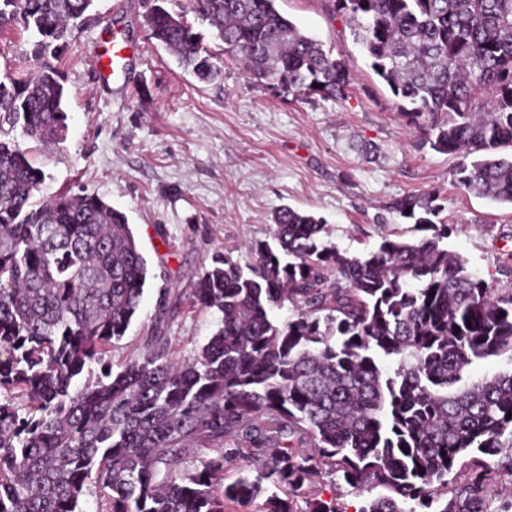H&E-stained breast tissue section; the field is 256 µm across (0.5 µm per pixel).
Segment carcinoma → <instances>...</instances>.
<instances>
[{
	"instance_id": "carcinoma-1",
	"label": "carcinoma",
	"mask_w": 512,
	"mask_h": 512,
	"mask_svg": "<svg viewBox=\"0 0 512 512\" xmlns=\"http://www.w3.org/2000/svg\"><path fill=\"white\" fill-rule=\"evenodd\" d=\"M93 2L0 0V25L33 37L32 67L0 81V512H85L90 486L106 512H230L262 492L264 512H345L312 489L324 466L356 492L380 489L358 512H512V493L494 490L512 478V367L466 376L479 361L512 362V290L443 244L435 191L394 206L424 236L354 255L321 241L322 219L280 208L250 261L218 255L190 289L219 313L192 361L174 363L155 335L112 372L105 356L139 310L147 261L101 197L35 201L45 172L12 136L65 140L68 92L52 60ZM167 2L151 0L150 39L199 81L222 79ZM336 3L422 144L458 159L465 191L512 205V156L491 157L512 147V0ZM189 4L250 77L301 100L345 96L344 62L275 0ZM288 303L297 314L280 323ZM156 312L175 316L170 291ZM92 364L107 381L78 386ZM203 447L217 454L179 469ZM231 468L240 476L226 483Z\"/></svg>"
}]
</instances>
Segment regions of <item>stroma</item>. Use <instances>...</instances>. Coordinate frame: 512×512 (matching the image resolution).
<instances>
[{
    "mask_svg": "<svg viewBox=\"0 0 512 512\" xmlns=\"http://www.w3.org/2000/svg\"><path fill=\"white\" fill-rule=\"evenodd\" d=\"M148 7L94 0L57 62L68 91L67 138L33 153L46 173L36 199L98 195L126 214L147 260L139 312L107 355L113 368L142 351L162 288L183 294L166 331L170 354L193 359L216 315L192 304L189 289L216 254L242 259L246 243L270 239L284 206L323 218L324 243L352 255L391 234L418 238L393 205L438 191L454 226L449 250L494 287L512 288V206L468 194L456 181L457 159L421 146L334 0L276 7L344 60L351 84L338 100H300L249 78L206 27L202 45L224 78L201 82L150 40ZM30 40L21 29H0V80L28 70ZM114 44L124 49L125 68L109 77L105 51Z\"/></svg>",
    "mask_w": 512,
    "mask_h": 512,
    "instance_id": "stroma-1",
    "label": "stroma"
}]
</instances>
